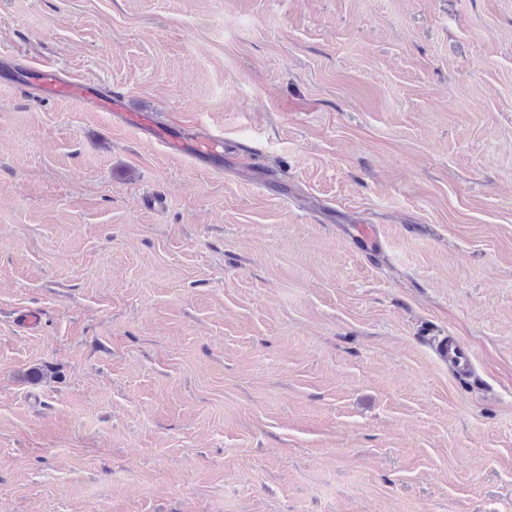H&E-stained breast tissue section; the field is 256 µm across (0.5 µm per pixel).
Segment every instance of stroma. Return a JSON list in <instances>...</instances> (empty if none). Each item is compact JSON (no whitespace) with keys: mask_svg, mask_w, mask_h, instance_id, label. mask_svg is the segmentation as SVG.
I'll use <instances>...</instances> for the list:
<instances>
[{"mask_svg":"<svg viewBox=\"0 0 512 512\" xmlns=\"http://www.w3.org/2000/svg\"><path fill=\"white\" fill-rule=\"evenodd\" d=\"M0 51L224 137L0 86V512H512V0H0ZM193 141L192 158L197 163L221 155V149L224 148V137L212 132H205L195 137ZM438 357L451 364L454 374L468 378L474 373L473 356L467 346L452 336L442 337L435 344Z\"/></svg>","mask_w":512,"mask_h":512,"instance_id":"35a3bbf8","label":"stroma"}]
</instances>
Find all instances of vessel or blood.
Masks as SVG:
<instances>
[{
    "mask_svg": "<svg viewBox=\"0 0 512 512\" xmlns=\"http://www.w3.org/2000/svg\"><path fill=\"white\" fill-rule=\"evenodd\" d=\"M9 82L21 87L36 85L40 95L46 99H75L93 111L112 113L120 122L136 127L146 138L170 153L191 150L194 161L198 163L219 156L224 147L223 136L212 132L195 137L193 144H186L181 136L157 122L152 115L129 111L123 93L61 74L59 69L50 65L34 69L29 75L12 74ZM435 351L441 360L451 364L456 376L467 378L473 375V356L464 343L450 336L444 337L437 341Z\"/></svg>",
    "mask_w": 512,
    "mask_h": 512,
    "instance_id": "b4317fda",
    "label": "vessel or blood"
}]
</instances>
